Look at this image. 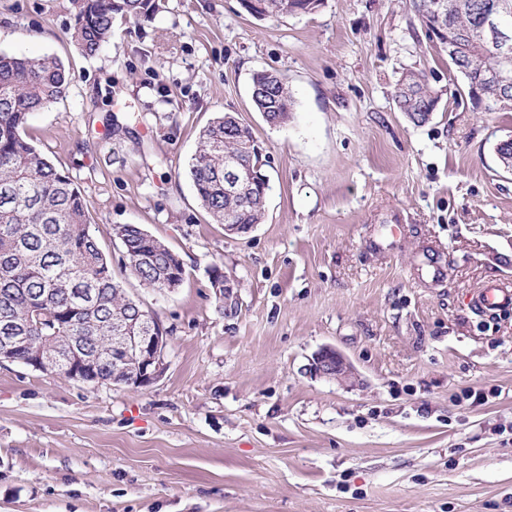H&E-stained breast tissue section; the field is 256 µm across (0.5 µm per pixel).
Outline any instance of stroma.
<instances>
[{
    "instance_id": "obj_1",
    "label": "stroma",
    "mask_w": 512,
    "mask_h": 512,
    "mask_svg": "<svg viewBox=\"0 0 512 512\" xmlns=\"http://www.w3.org/2000/svg\"><path fill=\"white\" fill-rule=\"evenodd\" d=\"M77 11L0 0V52L63 63L65 95L25 135L169 328L166 367L134 388L0 362V512H512V309L471 305L512 283V171L496 155L512 112L471 111L409 0L262 20L239 0H160L93 56L70 39ZM265 69L296 100L287 125L253 107ZM406 69L439 96L422 125L393 102ZM224 112L252 127L269 179L263 222L233 238L187 175ZM122 224L180 256V288L124 272ZM324 348L353 382L310 371ZM212 281H213L214 287H213V285L211 283V279H210L211 288L215 289L217 294L219 296H221V297H219L216 294V292L214 291L215 298L219 302V304H221L220 307L223 310H224V302L227 304L236 302L237 292L235 291V288H237V284L232 277L224 274L221 270L218 269L216 271H212ZM222 288H224V295H223V293L220 294V291L222 290Z\"/></svg>"
}]
</instances>
